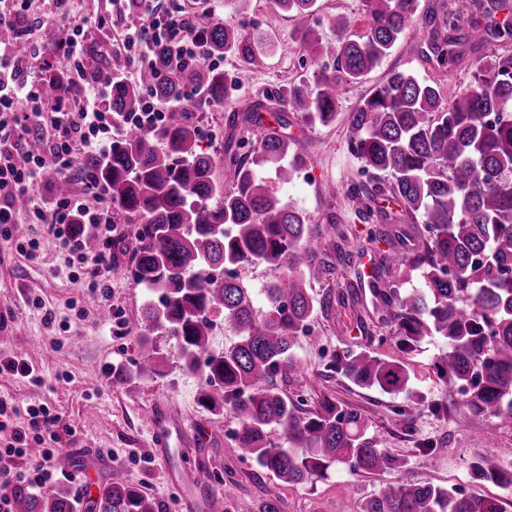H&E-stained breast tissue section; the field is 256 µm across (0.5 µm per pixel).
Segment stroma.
<instances>
[{
	"label": "stroma",
	"mask_w": 512,
	"mask_h": 512,
	"mask_svg": "<svg viewBox=\"0 0 512 512\" xmlns=\"http://www.w3.org/2000/svg\"><path fill=\"white\" fill-rule=\"evenodd\" d=\"M320 10L312 18L315 35L322 43L333 42L337 16L349 21L347 37L363 34L362 0H319ZM167 13L195 19L206 10L224 25L251 37H261L270 50L262 67L248 65L241 56L227 55L219 67L234 80L235 89L216 103L199 96V110L192 120L200 134L202 149L222 154L224 141L232 134L224 123L227 113L241 110L293 82H312L326 59L306 51L292 20L277 10L272 0H158ZM32 23L17 49L22 54L49 52L66 37L71 21L84 20L85 46L104 53L117 49L119 35L128 20L117 15L113 0H28ZM111 17V25H100V17ZM423 36L420 24H413L383 64L361 83L344 84L339 116L328 127L313 125L299 115H289L288 136L298 152L314 160L304 176L278 189L279 195L304 211L311 223L324 221L327 211H336L344 223L365 241L364 252L355 269L372 268L375 244L367 240L369 226L359 221L343 198L328 200L324 188L342 185L357 177L359 162L348 150L349 112L390 70L407 71L418 78L433 80L435 71L416 43ZM138 245L136 227H112V269L109 275V302L96 301L89 280L68 266L64 256L49 246L37 259H28L0 241V359H26L42 373L45 383L35 386L27 379L0 374V395L13 399L19 413L14 425H22L27 404L42 402L62 417L56 436L46 439L49 448L65 449L74 461L91 454L107 456L111 470L97 471L102 482H121L139 487L154 499L160 512H183L188 496L206 498L209 489L196 485V471L213 474L212 488L231 489V504L256 506L268 498H278L281 512H358L362 498L378 492L389 482H432L467 495L500 501L504 512H512V484L476 479L471 471L475 459L495 453L512 463V428L499 427L495 418L474 415L458 403L459 394L448 391L438 380L422 378L416 386L425 398L411 424H403L395 411L407 405L406 395H389L379 390H361L333 375H325L330 353L365 344L360 318L371 307L369 295L347 287L341 277L312 283L315 296L333 294L330 313L314 312L307 332L300 337L295 355L301 376L284 384L290 397L313 401L321 396L335 398L342 406L362 413L369 421V433L383 448L398 458V467L368 475L337 467L291 487L271 475L257 474L254 463L242 458L233 441L238 422L232 416L214 413L201 406L198 394L203 386L200 372L183 367L175 339L154 330L141 320L140 310L149 293L129 275L128 268ZM39 299L36 308L29 299ZM118 310V318L101 321L105 305ZM52 313L45 322L44 313ZM150 339L159 352L152 371L141 373L138 349L142 339ZM136 373V380L116 389L114 372ZM155 402L170 405L187 423L205 434L203 445L171 447L160 454L153 432L144 427L142 414ZM433 403L449 404L447 413L430 411ZM497 430L495 445H488L490 430ZM422 442L433 451L419 450Z\"/></svg>",
	"instance_id": "1"
}]
</instances>
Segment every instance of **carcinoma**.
<instances>
[{
    "mask_svg": "<svg viewBox=\"0 0 512 512\" xmlns=\"http://www.w3.org/2000/svg\"><path fill=\"white\" fill-rule=\"evenodd\" d=\"M296 22L301 39L318 56H331L334 68L321 69L314 86L292 84L288 108L312 124L328 126L339 115L342 82H359L379 67L417 15L418 0H363L364 33L344 36L346 18L336 17L337 41L321 45L309 20L317 0H274ZM473 0L425 17L427 59L440 78L423 82L393 70L370 88L349 113L351 153L369 174L348 181L341 194L357 218L379 214L401 224L398 234L372 228L369 240L383 242L372 307L389 326L401 353L390 358L367 347L336 351L328 370L352 385L404 394L410 405L397 409L408 423L423 396L412 388L415 371L409 354L424 338L439 336L448 351L433 363V373L449 389H458L462 407L497 418L512 428V53L488 57L465 87L446 97L448 77L461 48L488 37L512 40L509 0H491L485 24L474 18ZM214 57L237 54L250 65L263 62L243 33L202 15L198 18ZM126 57L107 60L86 52V76L111 88V108L119 115L136 112L146 95L178 99L189 86L226 97L231 83L209 65H176L163 51L137 81L125 78ZM257 101L227 117L229 126L254 134L253 152H241L245 139L224 143L222 161L199 149V131L188 111L176 109L151 130H132L104 156L84 157L81 170L106 193L112 213L137 225V249L130 275L150 293L145 316L156 329L174 336L185 367L202 370L200 400L212 412H229L241 421L233 439L240 456L258 469L295 486L336 465L378 474L396 460L368 436L365 417L328 396L312 409L293 400L279 385L298 372L294 349L314 310L310 282L337 270L354 268L360 250L351 249V228L327 215L320 227L286 203L275 185L287 184L311 165L304 154L289 153L288 118L265 124ZM262 167L270 177L260 175ZM222 168L232 186L217 178ZM47 179L56 195L70 182L51 166ZM392 203L384 209L379 201ZM331 241L338 265L320 258L316 242ZM263 262L286 269L281 282L264 290L268 308L254 309L249 289L235 268ZM420 272L421 287L400 295L390 279ZM224 316L235 333L230 346L209 344L212 317ZM279 427L288 445L274 442L269 428ZM474 477L512 483V471L487 454L476 459ZM16 512H77L59 492L50 497L21 492ZM97 512H159L141 491L122 483L101 489ZM359 512H504L494 499L466 496L453 488L387 483L363 500Z\"/></svg>",
    "mask_w": 512,
    "mask_h": 512,
    "instance_id": "carcinoma-1",
    "label": "carcinoma"
}]
</instances>
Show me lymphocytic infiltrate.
<instances>
[{"mask_svg": "<svg viewBox=\"0 0 512 512\" xmlns=\"http://www.w3.org/2000/svg\"><path fill=\"white\" fill-rule=\"evenodd\" d=\"M127 2L133 5L138 18L124 37L129 58L149 59L162 49L185 65L213 63L214 58L193 22L160 12L154 0ZM83 55L84 44L73 35L65 39L61 55L44 54L36 58L20 55L10 44L0 41V240L14 243L30 259L40 255L41 238H13L10 226L18 221L17 199L29 194L46 165H54L59 173H69L79 151L104 152L118 144L120 129H152L166 116L150 95L138 112L115 115L106 104L107 86L90 81L84 82L78 105H71V88L66 82L61 83L56 99H44L40 89L43 82L54 78L57 59L66 60L69 73L77 74ZM34 68L41 71L36 80L29 77ZM34 129L41 130L45 139L39 152L28 148V136ZM34 209L41 219L49 221V233L68 263H79L90 280L105 282V273L112 266L104 253L105 247L112 244V212L103 191L93 186L48 204H35ZM77 217L97 228L104 244L102 251L86 250L73 225ZM26 416V427L11 429V442L0 448V473L10 472L16 460L27 458L32 443L41 441L44 434L54 433L60 421L57 414L39 402L27 406ZM61 454L58 448L41 449L38 458L30 460L16 482L0 488V512H14L13 502L21 490L41 488L64 479V472L56 468Z\"/></svg>", "mask_w": 512, "mask_h": 512, "instance_id": "1", "label": "lymphocytic infiltrate"}]
</instances>
